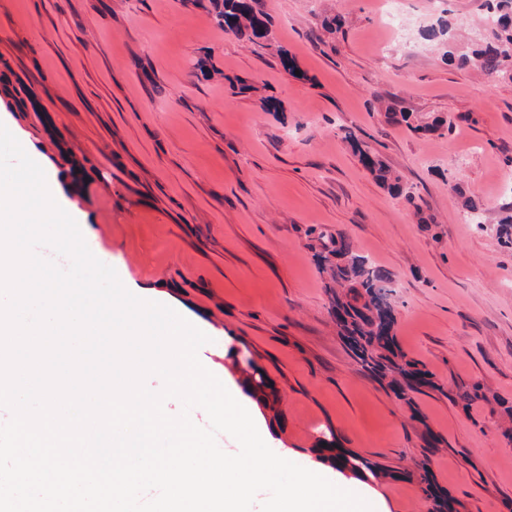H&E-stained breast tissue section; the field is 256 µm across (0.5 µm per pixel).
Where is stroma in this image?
<instances>
[{
	"mask_svg": "<svg viewBox=\"0 0 512 512\" xmlns=\"http://www.w3.org/2000/svg\"><path fill=\"white\" fill-rule=\"evenodd\" d=\"M484 0H405L448 19L457 44L481 29ZM379 0H263L272 48L219 28L208 0H0V74L35 106L0 121L39 162L72 152L90 178L69 198L122 284L150 286L211 338L200 361L226 385L258 366L288 422L270 448L336 485L319 439L379 463L368 479L389 512H426L403 471L428 459L460 512H512V248L496 220L512 207V78L459 70L444 49L391 48ZM345 19L343 32L324 22ZM285 47L300 73L285 71ZM275 98L278 111L262 102ZM443 128L424 137L386 106ZM357 138L400 177L392 196L362 166ZM479 196L485 224L462 207ZM350 237L393 276L397 339L441 391L406 404L340 340L318 234ZM481 384L494 403L462 408L447 390ZM431 431L441 444L429 448Z\"/></svg>",
	"mask_w": 512,
	"mask_h": 512,
	"instance_id": "obj_1",
	"label": "stroma"
}]
</instances>
